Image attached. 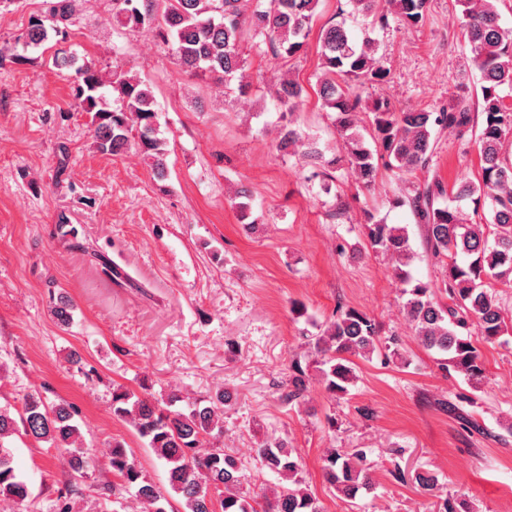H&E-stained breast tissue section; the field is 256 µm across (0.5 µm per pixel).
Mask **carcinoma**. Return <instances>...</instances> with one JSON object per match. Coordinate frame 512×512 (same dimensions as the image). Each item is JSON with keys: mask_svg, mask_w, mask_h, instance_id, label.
<instances>
[{"mask_svg": "<svg viewBox=\"0 0 512 512\" xmlns=\"http://www.w3.org/2000/svg\"><path fill=\"white\" fill-rule=\"evenodd\" d=\"M79 0H49L47 8L30 16L15 38L21 50L0 51V65L29 60L50 41L67 40L76 25ZM322 0H112V17L122 28L151 30L184 73L211 74L227 83L245 69L242 42L271 48L274 56L303 52ZM353 12L371 28H384L389 18L418 26L425 20L426 0H349ZM499 0H456L460 26L470 46L479 79L471 92L448 98L438 110L397 107L385 97L364 105L360 89L381 84L387 71L375 57V43L357 39L346 23L330 21L319 31L321 68L316 93L321 107L334 113L342 140V155L325 156L314 140L303 138L288 123L281 127L278 149H301L313 168L312 177L329 194L336 185V166L343 163L359 183L370 187L379 165L397 173L429 168L436 149L435 135L450 130L459 135L476 129L480 156L477 176L459 182L452 200L440 206L445 194L433 178L401 201L416 223L424 225L426 245L445 265L441 282H412L405 267L410 261L407 228L366 215L365 236L371 249L389 257L394 273L411 285L403 305L419 343L440 355V366L477 387L485 368L472 331L486 343H498L508 333L500 289L512 288V29L500 23ZM58 69L74 71L72 94L78 107L91 114L95 149L116 156L137 146L154 176L168 175L166 142L159 137L158 109L151 86L144 80L115 73L104 77L92 61L63 49L52 56ZM110 86L120 105L110 107L101 89ZM300 82L281 76L276 102L292 113L307 96ZM483 203L487 212L467 213L461 202ZM448 302H443L439 296ZM316 359L291 361L288 370L290 402L304 398L315 379L329 394L345 395L357 378L354 359H368L380 350L378 327L367 314L347 308L336 313L312 338ZM231 395L218 390L207 404L194 402L176 409L179 397L161 401L149 393L119 386L112 392V415L129 422L168 469L170 489L183 500L182 512H320L317 499L304 486L301 462L288 444L272 440L260 448L266 468L279 479L272 496L259 505L242 491V464L229 448L211 439L224 434V407ZM37 442H47L68 456L75 472L87 469L92 449L81 440L70 404L48 405L36 395L22 400L21 409L0 405V500L22 503L29 496L26 480L17 473L7 446L18 430ZM112 473L142 504L141 512H167L166 495L149 482L124 447L115 442L108 455ZM323 475L335 492L353 500L371 485L366 455L358 450L332 449L323 461Z\"/></svg>", "mask_w": 512, "mask_h": 512, "instance_id": "cac0c4a2", "label": "carcinoma"}]
</instances>
